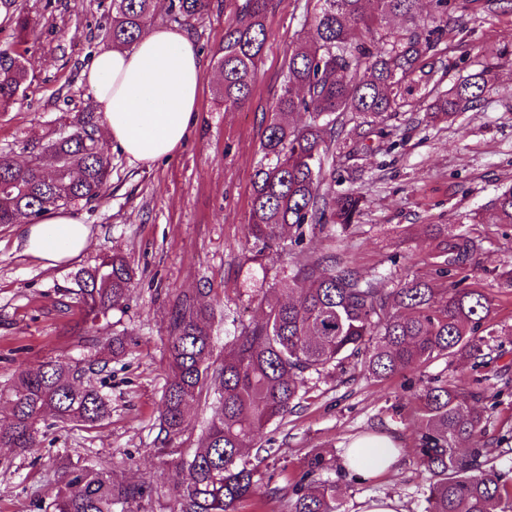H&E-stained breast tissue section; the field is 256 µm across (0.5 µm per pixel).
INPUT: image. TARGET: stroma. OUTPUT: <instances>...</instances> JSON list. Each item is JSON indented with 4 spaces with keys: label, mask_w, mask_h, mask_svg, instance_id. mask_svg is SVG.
Returning <instances> with one entry per match:
<instances>
[{
    "label": "stroma",
    "mask_w": 512,
    "mask_h": 512,
    "mask_svg": "<svg viewBox=\"0 0 512 512\" xmlns=\"http://www.w3.org/2000/svg\"><path fill=\"white\" fill-rule=\"evenodd\" d=\"M30 22L24 63L28 87L0 112V150L32 159L56 134L70 131L83 112L98 111L84 74L107 37L111 0H21ZM309 0H272L268 40L248 102L225 107L215 92L217 51L233 18L230 0H209L201 15L183 23L202 63L204 80L188 137L169 160H130L109 146L112 183L99 201L69 204L90 229L79 256L56 266L24 254L22 224H0V392L19 371L59 360L87 368L90 341L125 332L124 354L92 380L109 399L103 421H47L39 444L25 454L0 448V512H45L66 469L97 463L120 478L153 482L159 496L141 512H173L176 461L158 455L161 397L169 367L166 336L172 309L188 297L213 304L211 363L224 359V336L254 319L258 310L244 292L248 277L274 283L282 267L302 254L336 253L366 278L393 284L429 273L427 227L467 226L468 214L489 209L512 184V0H468L448 18V32L409 77L404 106L372 118L366 137L340 135L330 168L341 189L365 192L358 228L326 242L307 235L301 246L250 262L246 238L252 175L261 157L262 133L281 92L292 46L308 35ZM499 65L481 105L448 122H430L434 94L475 73L491 59ZM484 253L463 272L466 284L484 289L491 321L512 363V289L492 281L487 267L512 257V224H480ZM125 255L136 280L123 309L96 325L84 322L73 295L76 273L102 257ZM462 363L438 361L380 383L359 361L344 370L307 378L306 393L285 421L259 437L275 454L257 468L264 483L285 486L310 454L343 456L357 437L383 433L401 450L397 465L379 479L358 482L343 469L327 471L343 493L344 512L364 501L394 498L403 512H421L425 485L415 455L417 430L409 382L415 375L459 376ZM512 430V395L498 398L480 444L498 470H512V446L499 438Z\"/></svg>",
    "instance_id": "obj_1"
}]
</instances>
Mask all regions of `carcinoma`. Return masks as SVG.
<instances>
[{
    "mask_svg": "<svg viewBox=\"0 0 512 512\" xmlns=\"http://www.w3.org/2000/svg\"><path fill=\"white\" fill-rule=\"evenodd\" d=\"M156 0H112L111 45H133L153 15ZM234 20L224 33L217 61L216 88L224 105L238 107L250 97L266 42L270 0H234ZM419 0H315L307 23L308 39H297L281 93L265 129L264 163L255 170L247 237L251 260L276 253L289 239L319 233L333 241L355 225L365 195L336 194V174L326 173L330 144L325 135L345 127L344 114L370 117L394 111L411 92L408 77L446 34L448 0L430 27L417 17ZM208 0H169V20L181 23L201 14ZM0 12L14 23L18 42L29 28L18 0H0ZM392 17L404 20V33L381 36ZM493 67L470 75L429 105L428 118L447 121L481 101ZM28 71L16 48L0 47V110L24 92ZM307 115L298 124L294 116ZM112 178V157L97 136L94 116L86 114L70 132L44 145L20 166L0 151V224L75 201L102 197ZM475 224H512V187L496 196L487 216ZM431 276L416 277L397 288L383 278L365 279L334 254L302 255L282 269L271 288L249 282L248 297L261 315L224 342V361L211 370L209 304L182 300L172 313L166 339L170 375L159 418L164 442L158 453L177 460V512H238V505L261 489L257 470L243 458L270 424L286 419L306 375L344 369L359 359L368 377L383 381L407 370L443 360H464L470 375L434 377L414 393L418 423L416 455L425 475L423 512H512V478L493 465L476 443L490 423L486 402L507 392L512 377L504 365L488 385L492 300L480 288L448 283V277L477 263L483 240L470 230L430 225ZM512 288V259L488 270ZM136 272L121 255L108 256L76 275L75 295L96 321L122 308ZM69 363L47 361L16 375L8 394L0 393V448L25 453L36 447L40 426L58 422L93 425L109 414L101 390ZM212 399V416L199 448L188 453L172 446L187 428L191 406ZM333 459L314 453L286 492L288 512H341L340 488L322 477ZM154 485L126 482L115 472L82 465L65 472L64 487L52 512H127L152 500Z\"/></svg>",
    "mask_w": 512,
    "mask_h": 512,
    "instance_id": "1",
    "label": "carcinoma"
}]
</instances>
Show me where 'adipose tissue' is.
<instances>
[{"mask_svg": "<svg viewBox=\"0 0 512 512\" xmlns=\"http://www.w3.org/2000/svg\"><path fill=\"white\" fill-rule=\"evenodd\" d=\"M203 78L188 35L165 25L147 29L132 49L102 47L86 73L103 110L108 139L131 160L145 164L174 157L193 120ZM89 239L88 226L61 209L23 227L25 253L51 265L80 254ZM396 458L394 441L375 434L354 440L343 465L376 477Z\"/></svg>", "mask_w": 512, "mask_h": 512, "instance_id": "obj_1", "label": "adipose tissue"}]
</instances>
